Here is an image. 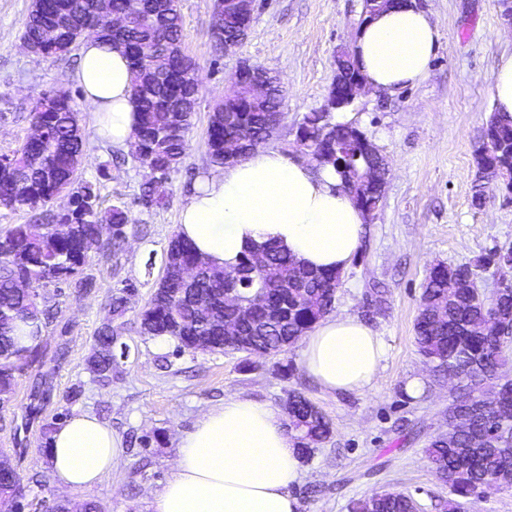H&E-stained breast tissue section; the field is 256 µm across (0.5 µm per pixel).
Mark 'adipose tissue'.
I'll return each instance as SVG.
<instances>
[{"label": "adipose tissue", "instance_id": "ef3b65f1", "mask_svg": "<svg viewBox=\"0 0 512 512\" xmlns=\"http://www.w3.org/2000/svg\"><path fill=\"white\" fill-rule=\"evenodd\" d=\"M438 39L427 15L403 0L362 25L353 52L367 86L392 93L426 78ZM76 79L97 115L98 135L127 146L138 116L124 49L86 38ZM364 224L332 166L263 148L207 171L181 206L177 232L202 258L227 269L272 238L308 268L342 272L359 249ZM385 356L383 336L350 314L321 320L299 351L304 371L333 394L370 388ZM179 448L175 472L151 512H299L291 492L300 476L298 455L280 409L225 398L182 434ZM122 453L111 428L84 413L55 428L48 450L58 486L72 491L101 483L118 469Z\"/></svg>", "mask_w": 512, "mask_h": 512}]
</instances>
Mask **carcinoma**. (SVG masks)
Masks as SVG:
<instances>
[{
	"instance_id": "obj_1",
	"label": "carcinoma",
	"mask_w": 512,
	"mask_h": 512,
	"mask_svg": "<svg viewBox=\"0 0 512 512\" xmlns=\"http://www.w3.org/2000/svg\"><path fill=\"white\" fill-rule=\"evenodd\" d=\"M95 0H35L23 25L22 39L44 59L68 55L79 40V28L93 14ZM98 38L121 45L129 59L132 91L139 122L128 155L147 170L138 200L151 207L166 197L171 174L179 171L188 149L194 111L170 112L167 105L198 99V69L171 55L170 47L182 43L184 27L178 0L163 5L146 0L142 12L125 29L114 33L103 28ZM336 67L351 80L363 76L354 54L336 57ZM284 93L275 85L266 96H256L247 82L233 81L213 107L207 132V157L213 166L226 165L224 146L229 138L244 139L255 151L271 138L274 112L281 111ZM39 106L30 112L31 123L42 135L28 138L11 155L13 164L0 168V207L44 209L55 197H68V207L45 215V222L17 224L0 231V409L15 394L19 375L40 361L45 332L53 322L52 311L38 302L39 289L51 284L73 283L87 289L92 279L84 275L91 246L117 256L131 223L128 207L118 202L99 207L100 184L77 181L86 134L80 112L69 95L43 92ZM353 125L336 121V111L306 113L295 129L297 151L321 157L317 165H331L343 185L355 182L371 168L363 155ZM481 137L489 138L487 154L474 153L476 176L473 203L481 204L486 184L503 180L512 186V155L496 156L506 144L512 148V115L493 112ZM343 152L342 164L329 160ZM261 251L267 272L249 265ZM164 274L158 287L167 297L151 295L140 311V334L166 336L176 342V352L193 350L198 339L211 351L224 350V275L226 269L203 260L191 243L174 234L163 256ZM491 267L488 256L454 268L433 265L423 283L415 340L421 355L437 372L453 371L466 384L448 407V432L433 437L426 448L436 471L446 474L448 498L442 512H459L461 500H483L491 492L512 490V443L497 433L502 422L512 426V374L502 371L505 348L512 338V279H501L496 298L470 288H459L460 279H475ZM241 305L258 291L269 306L282 309L277 318L263 310L241 319L251 336L250 346L236 351L278 355L293 347L333 307L341 272H318L298 263L274 241L265 242L235 266ZM137 288L126 284L112 292L111 318L95 331L86 359L87 369L103 385L112 383L118 359L128 351L119 343L122 324ZM288 435L299 458L310 459L331 435L325 416L304 396L288 393ZM23 498L20 476L7 453L0 454V505L16 510ZM405 494L383 491L353 500L348 512H411Z\"/></svg>"
}]
</instances>
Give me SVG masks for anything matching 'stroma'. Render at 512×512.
<instances>
[{"instance_id":"35a3bbf8","label":"stroma","mask_w":512,"mask_h":512,"mask_svg":"<svg viewBox=\"0 0 512 512\" xmlns=\"http://www.w3.org/2000/svg\"><path fill=\"white\" fill-rule=\"evenodd\" d=\"M31 0H0V155L12 154L31 132L34 99L54 90L70 95L87 132L82 181H99L100 205L122 201L142 235L129 236L116 257L92 253L87 274L94 286L79 291L64 284L41 290L42 304L56 314L46 332L47 349L64 348L50 399L27 418L40 367L18 379L0 429V448L11 453L24 487L23 512H48L54 502H100L106 512H150L154 496L174 473L180 436L198 416L239 396L282 407L288 392L303 395L330 421V437L302 462L294 492L300 512H348L351 500L383 490L409 493L424 512H439L448 489L424 448L448 429V406L456 393L446 375L434 373L415 343L414 323L422 284L431 265L474 262L497 248L512 247V193L493 185L481 205L472 203L473 146L494 110L491 79L504 54L512 53V25L498 0H422L440 34L428 75L395 93L366 92L337 113L355 123L386 155L388 182L381 210L365 227L361 246L342 275L333 311L360 317L384 337L388 351L371 388L330 394L305 373L297 349L276 356L240 353H177L139 335L138 313L163 275L162 255L176 233L188 191L204 173L211 108L244 62L276 71L286 89L285 120L271 147L296 151L294 129L320 108L335 76L338 50L352 47L361 0H257L247 39L225 56L212 35L214 0H180L184 51L201 78L199 104L181 169L172 175L165 205L138 201L145 171L127 151L96 133L95 113L74 79L78 52L46 61L22 48ZM112 177L100 179L101 165ZM137 294L123 317L122 342L130 354L110 385L86 368L93 336L109 315L114 288L127 283ZM385 291L375 304L372 288ZM424 383L419 396L409 379ZM88 413L108 425L124 450L118 471L84 491L58 487L52 477L42 429L57 414Z\"/></svg>"}]
</instances>
